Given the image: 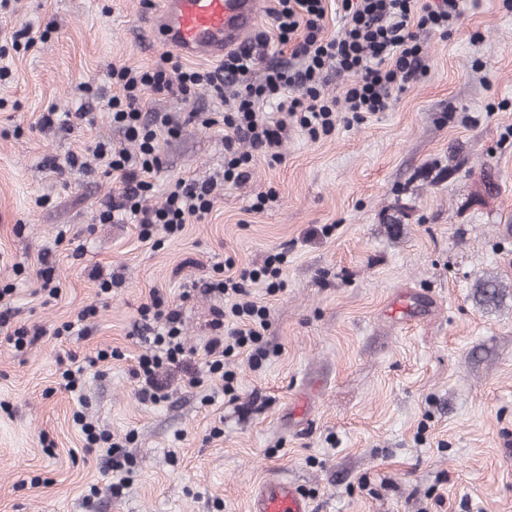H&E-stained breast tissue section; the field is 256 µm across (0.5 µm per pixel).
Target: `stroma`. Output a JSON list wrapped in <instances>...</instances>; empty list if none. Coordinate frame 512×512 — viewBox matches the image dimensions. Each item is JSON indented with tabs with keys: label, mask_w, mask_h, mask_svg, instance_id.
I'll use <instances>...</instances> for the list:
<instances>
[{
	"label": "stroma",
	"mask_w": 512,
	"mask_h": 512,
	"mask_svg": "<svg viewBox=\"0 0 512 512\" xmlns=\"http://www.w3.org/2000/svg\"><path fill=\"white\" fill-rule=\"evenodd\" d=\"M149 10L147 0L0 7L10 69L0 79V287L13 288L0 327V512H249L252 490L272 477L296 482L313 512H512V0H464L448 34L418 30L428 73L391 109L340 118L316 140L289 126L282 163L254 155L202 219L145 242L136 225L100 223L120 183L92 151L124 140L105 108L117 92L111 66L146 68L163 54L135 34ZM23 28L35 44L13 51ZM223 107L208 87L143 101L181 117ZM81 109L89 119L72 132L39 124ZM161 150L150 204L177 178L224 172L218 128L184 125ZM72 152L91 173L66 166ZM490 181L498 192H486ZM268 192L274 201L252 211ZM282 250L284 288L252 290L268 309L266 358L253 364L249 347L225 355L233 392L215 382L141 404L129 371L146 349L134 323L151 289L181 302L184 342L198 348L224 299H182L185 285ZM45 262L54 297L36 275ZM98 268L122 280L105 300ZM402 298L414 319L389 315ZM91 304L90 336H56ZM22 326L45 334L19 352L6 336ZM106 346V376L86 373L81 395L67 391L58 358ZM79 412L132 460L121 496L109 491L105 450L86 451Z\"/></svg>",
	"instance_id": "obj_1"
}]
</instances>
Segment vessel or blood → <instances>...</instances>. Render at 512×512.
<instances>
[{
    "label": "vessel or blood",
    "mask_w": 512,
    "mask_h": 512,
    "mask_svg": "<svg viewBox=\"0 0 512 512\" xmlns=\"http://www.w3.org/2000/svg\"><path fill=\"white\" fill-rule=\"evenodd\" d=\"M261 18L260 0H157L146 17L151 38L185 57L223 58L247 42ZM249 512H311L296 483H261Z\"/></svg>",
    "instance_id": "vessel-or-blood-1"
}]
</instances>
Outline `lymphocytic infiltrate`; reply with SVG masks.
I'll use <instances>...</instances> for the list:
<instances>
[{"instance_id":"1","label":"lymphocytic infiltrate","mask_w":512,"mask_h":512,"mask_svg":"<svg viewBox=\"0 0 512 512\" xmlns=\"http://www.w3.org/2000/svg\"><path fill=\"white\" fill-rule=\"evenodd\" d=\"M272 14L276 21L273 35H260V42L276 37L280 45L292 46L294 56L303 67L289 70L267 68L260 80L252 74L260 60L250 48L226 54L217 71L183 68L173 55L164 54L149 68L136 70L115 66L108 73L117 95L106 103L113 123L121 126L136 145L97 143L94 155L106 173L119 179L122 188L99 214L104 224H135L142 240H150L156 232L180 233L190 219L202 218L211 211L214 198L213 180L177 179L161 207L146 206L151 189L149 178L161 166L159 139L177 137L183 121L224 131L225 181L240 182L253 153L263 154L269 162L283 159L280 151L289 123H296L311 139L330 135L336 129L339 113L354 116L389 110L393 91L404 89L422 75L425 66L416 28L448 32L462 14L461 0H341L345 23L336 37L324 35L325 0H275ZM348 76L341 95L328 97L322 92L329 72ZM240 83L244 91L225 101L223 110L191 112L179 120L168 112L144 115L142 100L146 93L162 94L172 90L188 96L198 88L212 87L223 95L228 83ZM275 107L281 117L269 121L263 109ZM248 142L249 151H240L241 142ZM285 254L267 257L263 266L242 270L238 276L210 278L202 282V293H217L230 300V308L212 312L211 337L203 346L204 369L191 366V359L181 339V312L160 296L142 305L138 314L145 329L152 331L155 351L140 355L131 375L141 403L157 405L169 398V384L161 369L182 374L184 387L200 389L212 381L222 383L223 391L233 389V378L224 371L226 342L238 348L258 343L267 326L266 306L250 298L252 285L261 284L267 293H275L285 285L283 268Z\"/></svg>"}]
</instances>
